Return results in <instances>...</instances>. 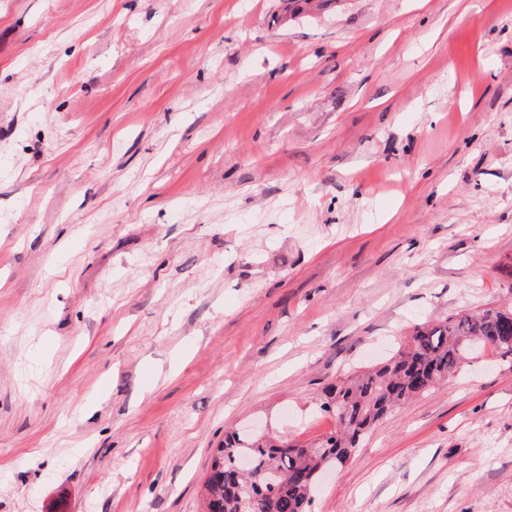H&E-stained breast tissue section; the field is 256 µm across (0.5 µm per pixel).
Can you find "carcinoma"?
<instances>
[{
  "label": "carcinoma",
  "instance_id": "obj_1",
  "mask_svg": "<svg viewBox=\"0 0 512 512\" xmlns=\"http://www.w3.org/2000/svg\"><path fill=\"white\" fill-rule=\"evenodd\" d=\"M475 337L512 359V307L417 327L383 363L326 387L319 409L334 418L336 430L317 443L293 444L246 431L227 435L204 483L205 509L306 512L317 481L311 474L344 463L373 423L458 373Z\"/></svg>",
  "mask_w": 512,
  "mask_h": 512
}]
</instances>
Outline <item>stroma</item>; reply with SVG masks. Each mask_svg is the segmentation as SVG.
Wrapping results in <instances>:
<instances>
[{"instance_id": "1", "label": "stroma", "mask_w": 512, "mask_h": 512, "mask_svg": "<svg viewBox=\"0 0 512 512\" xmlns=\"http://www.w3.org/2000/svg\"><path fill=\"white\" fill-rule=\"evenodd\" d=\"M512 0H0V512H203L260 420L512 303ZM310 512H512V360Z\"/></svg>"}]
</instances>
